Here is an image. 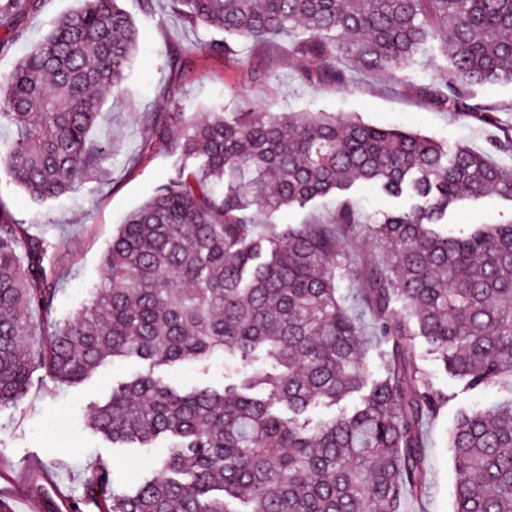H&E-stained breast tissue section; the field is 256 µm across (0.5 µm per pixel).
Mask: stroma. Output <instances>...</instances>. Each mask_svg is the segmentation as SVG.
Instances as JSON below:
<instances>
[{"instance_id":"obj_1","label":"stroma","mask_w":512,"mask_h":512,"mask_svg":"<svg viewBox=\"0 0 512 512\" xmlns=\"http://www.w3.org/2000/svg\"><path fill=\"white\" fill-rule=\"evenodd\" d=\"M138 27L139 51L121 95L108 96L90 138L106 145V158L87 180L68 195L37 202L16 185L0 164V208L25 226L30 238L54 243L49 263L58 280L50 310L31 314L33 347H40L88 300L89 288L105 277L104 255L123 217L148 200L170 174L166 149L152 146V125L173 107L193 115L207 112L213 101L235 99L260 112H331L385 128L431 136L448 144L490 150V131L483 125L433 103L425 87L432 66L421 55L409 80L380 72L350 73L345 86L326 80L300 81L307 62L293 50V38L280 37L242 47L239 56L225 58L200 50V43L218 38L216 30H184L168 0H154L156 14L143 15L139 0H118ZM81 0H35L20 22L21 40H13L12 25L0 21V72L11 71L18 59L40 40L60 16ZM180 53L183 65L173 70L165 61ZM512 221V203L488 195L463 202L448 214L452 230L478 224ZM416 353L432 373L437 387L450 397L447 407L425 428L430 481L426 495L407 502V512H452L457 474L448 449V433L461 410L490 403L494 392L477 394L445 373L424 341ZM146 362L117 357L87 381L67 386L37 369L22 402L0 409V490L20 489L12 500L16 512H99L83 488L99 462H108L116 480L133 476L129 460L148 464L164 455L166 441L152 448H115L93 434L89 420L96 403L113 384L146 371ZM239 363L217 354L205 361H188L156 368L165 381L222 387L236 382Z\"/></svg>"}]
</instances>
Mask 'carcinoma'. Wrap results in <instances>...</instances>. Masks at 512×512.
<instances>
[{"label": "carcinoma", "mask_w": 512, "mask_h": 512, "mask_svg": "<svg viewBox=\"0 0 512 512\" xmlns=\"http://www.w3.org/2000/svg\"><path fill=\"white\" fill-rule=\"evenodd\" d=\"M184 29L224 34L200 49L227 58L246 42L296 37L294 50L341 86L349 73L405 79L435 44L434 104L483 125L496 109L476 88L512 81V0H170ZM30 0H0L21 16ZM137 32L117 0H84L61 16L15 69L0 73V144L15 182L46 201L81 184L102 149L88 133L123 90ZM180 127L173 139L170 129ZM174 157L167 183L112 238L105 278L38 353L31 312L57 292L52 244L27 242L0 210V408L32 374L79 384L115 357L150 369L112 387L90 426L114 448L169 452L154 473L118 483L107 465L85 493L101 512H404L429 483L425 420L448 405L416 355L424 339L465 389H495L451 429L454 512H512V224L448 232V208L495 194L512 202V168L486 152L327 112L271 115L216 105L202 117L174 107L154 125ZM372 183L407 205L372 227L386 267L361 265L349 240L360 223L349 199L318 224L259 228L285 207ZM354 283L356 313L340 293ZM374 339L378 372L368 374ZM270 371L224 388L179 389L153 368L218 352ZM357 396L312 425L309 413Z\"/></svg>", "instance_id": "cac0c4a2"}]
</instances>
